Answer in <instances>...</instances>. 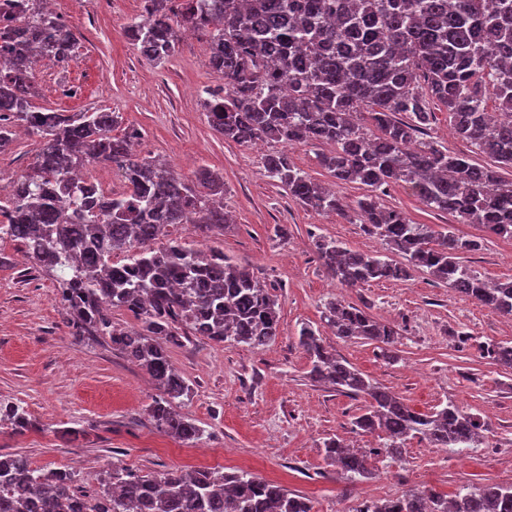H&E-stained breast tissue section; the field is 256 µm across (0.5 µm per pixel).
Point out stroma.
<instances>
[{
    "label": "stroma",
    "instance_id": "stroma-1",
    "mask_svg": "<svg viewBox=\"0 0 512 512\" xmlns=\"http://www.w3.org/2000/svg\"><path fill=\"white\" fill-rule=\"evenodd\" d=\"M141 0H56L71 28L78 58L37 74L35 106L60 112H111L120 127L139 129L143 157L165 160L189 177L201 167L224 179V207L233 221L209 246L227 261L249 267L276 295L281 334L261 349L218 344L192 336L172 348L171 359L189 386L180 412L198 425L195 444L159 431L148 414L157 394L145 370L113 349L103 336L75 339L53 276L33 268L22 246L0 239V401L22 407L35 428L14 433L0 426V455L26 454L33 466L67 468L88 493L112 466L139 474L180 473L203 467L276 476L306 497L314 512H351L364 500L397 496L412 488L451 495L463 485L512 486V370L483 358L485 341L512 343V319L462 297L429 274L356 288L336 285L319 260L314 238L323 235L364 253L381 250L354 213L318 214L296 201L264 172L262 153L224 140L210 126L203 101L224 81L208 64L205 41L183 39L163 63L145 60L125 35ZM36 137H15L0 154V186L28 170ZM319 145H295L288 155L315 182L335 187L346 204L366 188L340 183L320 163ZM415 224L452 225L456 234L480 238L465 261L490 281L512 280V240L425 207L400 183L379 195ZM341 298L396 327V356L377 343L344 341L324 330L325 344L389 388L416 411L455 402L488 422L483 445L460 450L407 441L400 460L374 462L368 481H351L324 460L323 442L338 437L357 448L367 435L352 429L364 405L313 382L297 343L304 324L320 325L326 303ZM470 337L460 344V333ZM78 431L69 440L68 431Z\"/></svg>",
    "mask_w": 512,
    "mask_h": 512
}]
</instances>
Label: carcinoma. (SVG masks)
I'll list each match as a JSON object with an SVG mask.
<instances>
[{
    "mask_svg": "<svg viewBox=\"0 0 512 512\" xmlns=\"http://www.w3.org/2000/svg\"><path fill=\"white\" fill-rule=\"evenodd\" d=\"M140 19L125 28L147 60L172 56L184 32L207 43L209 65L224 87L205 100L209 124L239 144L265 140L281 149L261 158L267 177L318 214L344 213L336 191L288 157L295 144L332 146L319 155L341 183L371 193L356 201L364 231L383 250L362 253L319 235L315 248L336 282L347 288L402 280L427 272L466 298L512 319V281L491 283L462 261L481 243L445 227L413 224L384 207L375 192L410 185L433 211L512 239V0H142ZM77 42L62 18L41 0L0 8V152L21 126L39 140L33 165L0 193V239L22 243L32 266L56 277L72 335L107 336L154 380L148 406L158 430L193 443L203 431L177 410L189 386L169 346L201 336L216 343L262 348L280 336L278 303L248 267L224 253L201 252L170 237L190 224L209 238L229 223L224 184L208 169L194 178L159 159L135 153L141 132L112 134L110 112H58L33 104V63L49 56L67 65ZM494 106H489V102ZM448 112L456 136L491 164L425 139L433 106ZM116 168L123 190L109 198L85 187L81 168ZM124 254L116 261L114 256ZM397 254L396 262L389 254ZM125 309L139 325H112L109 310ZM322 320L343 340L382 344L387 358L397 329L338 298ZM298 343L309 377L367 401L353 430L382 433L381 451L324 443L328 465L351 481L373 477L371 461L402 457L406 441L433 448H476L488 422L450 401L420 413L325 346L320 327L304 324ZM483 357L512 369V345L479 344ZM14 430L32 428L19 406L0 403ZM101 490L85 495L68 469L41 470L22 454L0 457V512H312L311 502L277 482L246 471L200 469L141 475L112 466ZM352 512H512V487L463 486L453 497L410 489Z\"/></svg>",
    "mask_w": 512,
    "mask_h": 512,
    "instance_id": "carcinoma-1",
    "label": "carcinoma"
}]
</instances>
